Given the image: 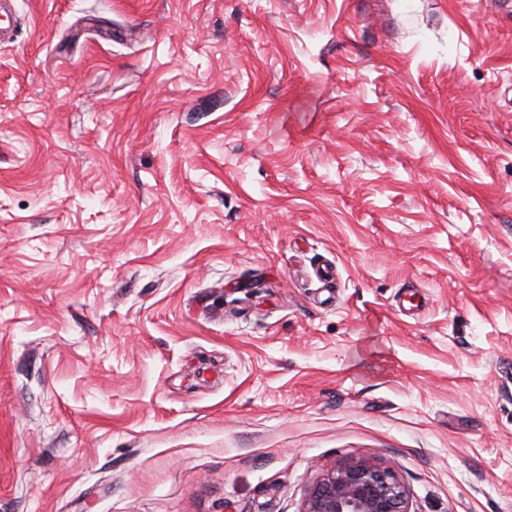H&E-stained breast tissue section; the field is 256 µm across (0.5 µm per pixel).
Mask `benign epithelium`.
<instances>
[{
	"label": "benign epithelium",
	"mask_w": 512,
	"mask_h": 512,
	"mask_svg": "<svg viewBox=\"0 0 512 512\" xmlns=\"http://www.w3.org/2000/svg\"><path fill=\"white\" fill-rule=\"evenodd\" d=\"M304 512H408L407 492L392 468L358 461L328 473Z\"/></svg>",
	"instance_id": "1"
}]
</instances>
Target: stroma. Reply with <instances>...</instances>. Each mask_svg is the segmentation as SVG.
Masks as SVG:
<instances>
[{
  "instance_id": "stroma-1",
  "label": "stroma",
  "mask_w": 512,
  "mask_h": 512,
  "mask_svg": "<svg viewBox=\"0 0 512 512\" xmlns=\"http://www.w3.org/2000/svg\"><path fill=\"white\" fill-rule=\"evenodd\" d=\"M0 512H512V0H15ZM303 512H409L395 471L358 461L329 472L311 491Z\"/></svg>"
}]
</instances>
